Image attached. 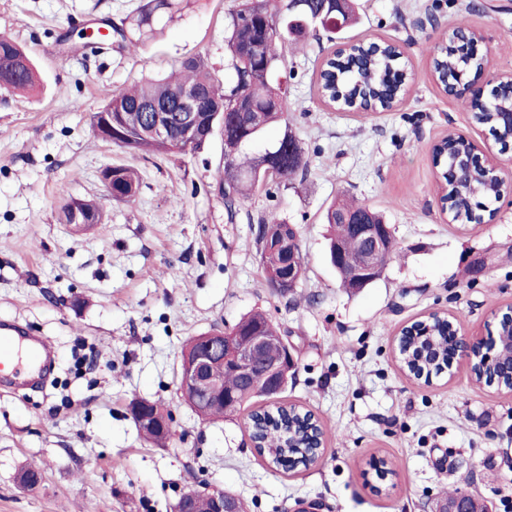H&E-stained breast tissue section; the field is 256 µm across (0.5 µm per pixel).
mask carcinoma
I'll return each instance as SVG.
<instances>
[{
    "label": "carcinoma",
    "mask_w": 512,
    "mask_h": 512,
    "mask_svg": "<svg viewBox=\"0 0 512 512\" xmlns=\"http://www.w3.org/2000/svg\"><path fill=\"white\" fill-rule=\"evenodd\" d=\"M265 6L257 8L253 0H243L241 8L230 15L225 44L232 69L233 80L230 85L220 86L212 75L208 64L201 57H191L180 61L177 70L160 78H148L141 83L119 93L104 92L103 112L112 113V143L127 151L138 153L198 152L207 146L205 142L187 145L181 126L183 121L177 118L180 111L179 101L190 88L204 92L209 109L215 115L214 126H224V98L242 94L252 103V110L239 115L234 127L238 137L249 145L258 140L265 130L273 124L286 120L288 99L279 85L272 79L283 59V51L288 43V24L292 21H304L311 25L319 23L325 30L336 29V12L328 11L325 0H279L273 5L264 0ZM180 0H146L139 7L131 33L119 29L125 41V47L134 52L142 41L155 33V26L164 18H170L179 10ZM374 43L359 45L360 54L355 59L336 58L329 62L321 72L323 81L334 86L336 96L341 101L354 98L358 92L367 89L379 97L389 89L387 77L398 61L392 55L374 54ZM433 66L439 76H451L454 71L465 68L475 69L479 60L460 61L453 50L438 46L434 51ZM36 82L33 63L25 51L13 40L0 38V88L26 89ZM152 103H165L170 106L173 132L165 139H155L145 135L137 128L142 126V109ZM475 121L490 130L499 131L498 139L509 141V131L497 125L493 112L476 104L466 105ZM281 165L276 176L283 180L292 179L305 167L303 148L300 142H279ZM256 156L239 151L231 157H224V206L228 214H233L235 203L250 197L260 186L261 181L254 176ZM139 187L137 172L129 167L112 168V188L117 191L115 200L132 197ZM503 188L498 184L487 183L481 178L464 185L448 186V214L451 219L461 223H475L476 210L482 205L499 199ZM346 216L353 222L367 219L373 224L384 223L383 217L370 207L344 201L331 203L324 212V223L331 229L330 244H344L342 262L350 265L357 258V248L352 238L351 226L341 217ZM434 335L427 337V349L430 356L421 358L414 349L402 350L401 366L418 374H438L448 359L447 337L440 335L441 324L430 322ZM238 333L248 335L259 330L265 336H278L280 330L261 312H253L242 318L235 326ZM215 377L221 382L220 390L238 398L239 406L253 398L263 396L256 391L254 381L224 370V364L214 367ZM230 415L224 407V398L219 395L208 399L202 406V417H224ZM308 411L291 404L288 407L274 406L270 409L255 411L248 415L244 424L253 441L260 444L259 452L268 459L288 457L298 458L305 451L307 441Z\"/></svg>",
    "instance_id": "carcinoma-1"
}]
</instances>
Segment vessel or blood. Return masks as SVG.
<instances>
[{
  "mask_svg": "<svg viewBox=\"0 0 512 512\" xmlns=\"http://www.w3.org/2000/svg\"><path fill=\"white\" fill-rule=\"evenodd\" d=\"M50 351V345L29 336L20 325L0 323V377L36 372Z\"/></svg>",
  "mask_w": 512,
  "mask_h": 512,
  "instance_id": "vessel-or-blood-1",
  "label": "vessel or blood"
}]
</instances>
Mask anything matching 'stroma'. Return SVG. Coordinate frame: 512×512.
Returning <instances> with one entry per match:
<instances>
[{"mask_svg":"<svg viewBox=\"0 0 512 512\" xmlns=\"http://www.w3.org/2000/svg\"><path fill=\"white\" fill-rule=\"evenodd\" d=\"M140 0H0V35L19 43L40 83L0 89V320H14L53 349L38 385L0 387V512H171L191 490L218 488L248 512H441L459 488L512 512V393L477 383L465 362L431 381L409 379L395 357L400 329L440 311L467 334L489 336L512 305V196L482 223L448 222L432 144L461 133L493 149L512 177V149L472 123L464 100L431 78L433 49L453 31H481L479 86L512 73V0H356L359 20L334 37L311 29L286 49L275 78L288 122L250 144L263 151L292 132L307 166L270 179L224 207V135L197 153L132 154L102 141L93 115L103 90L119 92L203 57L230 75L224 31L241 0H184L163 34L138 52L104 40ZM352 41L399 44L408 90L389 111L340 112L321 98L324 59ZM133 167L139 190L109 196L103 173ZM380 211L396 254L380 279L344 288L329 260L322 214L342 197ZM102 209L73 232L70 199ZM275 214L298 230L305 277L287 295L268 288L253 227ZM263 311L291 347L283 402L311 410L324 432L314 466L286 470L254 448L243 415L204 420L179 394L187 340L231 329ZM163 403L176 437L146 441L127 407ZM42 471L33 490L21 466Z\"/></svg>","mask_w":512,"mask_h":512,"instance_id":"obj_1","label":"stroma"}]
</instances>
